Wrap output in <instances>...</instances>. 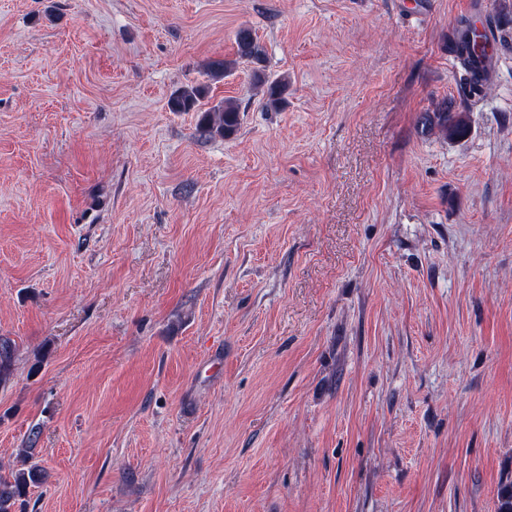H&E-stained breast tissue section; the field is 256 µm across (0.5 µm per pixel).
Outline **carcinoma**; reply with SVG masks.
<instances>
[{"mask_svg":"<svg viewBox=\"0 0 512 512\" xmlns=\"http://www.w3.org/2000/svg\"><path fill=\"white\" fill-rule=\"evenodd\" d=\"M484 34L476 24L461 20L454 30L450 50L455 53L461 70L466 73L465 83L470 97L485 96L490 79L480 75L476 70L484 55ZM236 45L235 58L212 59L207 64V75L213 80L221 79L237 66H251L253 82L263 89L264 107L270 111H280L286 104L288 77L285 75L271 78L266 74L267 55L257 32L250 26L239 27L234 34ZM207 93V86L199 84L182 88L174 92L168 100L172 112L199 113L197 133L202 139L215 137L228 138L234 135L240 125L238 106L231 100L205 109L202 99ZM421 131L424 134L439 133L444 138L461 140L470 132L469 117L465 112H452L448 101L434 102L420 118ZM15 355V343L7 336H0V385H4L12 375ZM36 438H31L29 445L17 449L16 456L20 467L7 475L0 474V512H25L30 490L46 483L47 470L35 462Z\"/></svg>","mask_w":512,"mask_h":512,"instance_id":"cac0c4a2","label":"carcinoma"}]
</instances>
